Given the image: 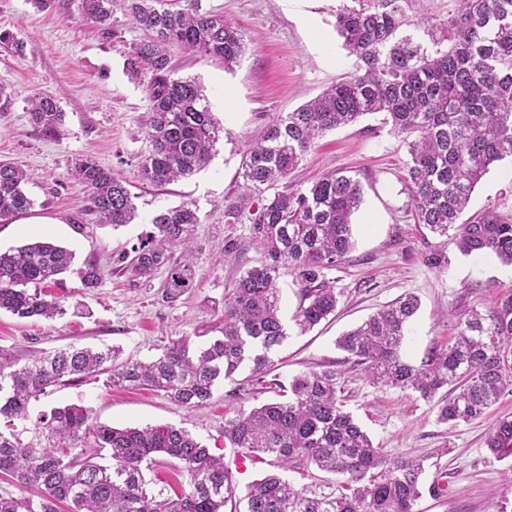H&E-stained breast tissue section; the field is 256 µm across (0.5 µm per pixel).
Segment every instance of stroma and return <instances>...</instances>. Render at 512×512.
<instances>
[{"label":"stroma","instance_id":"stroma-1","mask_svg":"<svg viewBox=\"0 0 512 512\" xmlns=\"http://www.w3.org/2000/svg\"><path fill=\"white\" fill-rule=\"evenodd\" d=\"M198 5L235 21L248 50L228 71L217 59L173 49L174 66L203 86L224 137L205 169L159 188L142 183L138 171L149 150L143 133L147 101L143 85L126 72V58L143 36L137 25L115 12L114 34L108 38L80 20L36 11L28 0H0V31L24 43L20 55L0 46V84L12 94L8 108L0 110V159L23 165L26 191L35 202L27 215L0 223V248L48 240L73 250L77 261L96 258L104 270L100 287L91 292H84L74 274L65 275L63 287L53 288L67 308L65 316L21 319L1 311V354L24 363L71 344L118 345L136 358H155L170 337L191 336L219 321L235 279L263 261L249 219L230 222L224 216L226 205L240 193L248 146L274 117L350 76L355 59L336 32L338 0H199ZM42 92L55 94L66 114L63 139L42 137L29 123L28 101ZM82 155L121 172L133 185L138 196L133 223L116 229L76 226L86 192L68 178L67 169ZM406 159L401 138L381 115H368L328 132L281 182V189L302 190L319 174L347 170L362 186L363 203L353 216V250L326 273L342 292L335 315L299 333L293 321L299 288L291 275L280 278L288 337L272 355L279 383L339 361L337 337L404 293L421 302L404 346L406 358L417 363L431 346L448 342L455 323L470 309H485L512 291V265L492 255L466 256L452 249L441 272L424 263L405 186ZM184 202L195 204L200 217L191 244L196 286L169 304L161 296V277L132 285L116 267L119 254L150 232L154 215ZM488 208L512 213L511 161L492 166L471 195L469 213ZM228 239L240 247L229 259L222 255ZM344 396L347 410L375 446L426 459L425 481L447 485L442 498L423 496L417 512H500L503 504L512 505V457L497 460L485 448L490 427L512 416L511 395L454 428L437 422L431 403L409 392L373 387L358 370L346 373ZM268 398L247 364L217 386L206 407L193 412L154 390L108 387L100 375L53 388L32 403L30 417L76 404L89 408L94 421L115 427L182 426L229 460L233 453L224 438L225 419Z\"/></svg>","mask_w":512,"mask_h":512}]
</instances>
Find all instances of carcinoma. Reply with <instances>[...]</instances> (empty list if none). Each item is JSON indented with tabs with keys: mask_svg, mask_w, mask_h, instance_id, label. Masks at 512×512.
Wrapping results in <instances>:
<instances>
[{
	"mask_svg": "<svg viewBox=\"0 0 512 512\" xmlns=\"http://www.w3.org/2000/svg\"><path fill=\"white\" fill-rule=\"evenodd\" d=\"M30 0L39 11L78 16L112 36L120 7L143 31L127 60L134 78L145 77L143 132L150 144L139 163L143 182L165 186L208 165L224 137L197 79L176 75L170 48L217 58L232 69L246 45L238 25L222 14L202 13L195 0ZM418 0H341L336 31L356 57V71L292 112L274 118L252 141L240 172L241 194L225 214L242 215L255 194L262 207L251 234L265 261L234 281L215 334L195 347L189 336L169 342L151 362L122 357L120 348L69 345L20 364L0 353V473L25 495L0 494V512H238L236 486L224 457L210 452L187 429L170 425L113 427L90 410L65 405L28 425L32 402L66 381L106 374L113 386L164 393L181 406L207 405L216 383L250 362L255 374L274 368L271 353L287 337L281 319L279 278L299 285L295 323L306 333L333 314L340 292L326 271L353 249L352 215L362 203L359 181L341 171L321 174L296 192H281L288 177L327 132L381 113L408 148L405 182L414 222L423 236L425 264L448 267V246L465 255L493 254L512 264V217L487 209L462 219L476 184L490 168L512 158V0H448L443 14L416 17ZM29 122L43 137L64 136L65 113L51 94L33 98ZM68 176L87 192L81 224L92 216L114 227L137 217L125 178L95 160L71 162ZM26 170L0 160V221L28 213ZM200 218L183 203L156 214L153 231L119 259L132 283L167 271L163 300L177 302L195 287L192 234ZM74 253L32 240L0 251V310L19 318L53 319L60 302L42 288L72 270ZM82 288L99 287L104 270L89 258L76 271ZM419 308L406 293L343 334L336 342L344 363L375 387L411 391L434 403L439 423L457 426L484 415L512 394V293L485 311L457 321L444 347L430 348L414 364L403 353ZM344 372L326 365L293 378L288 389L224 421L234 448L286 472L314 468L318 483L296 486L277 472L246 486L245 512H415L422 496L424 460L405 459L374 446L345 409ZM449 396L436 399L443 389ZM485 445L496 458L512 456V416L499 419ZM176 460L189 489L174 495L147 490L146 471L156 454Z\"/></svg>",
	"mask_w": 512,
	"mask_h": 512,
	"instance_id": "1",
	"label": "carcinoma"
}]
</instances>
